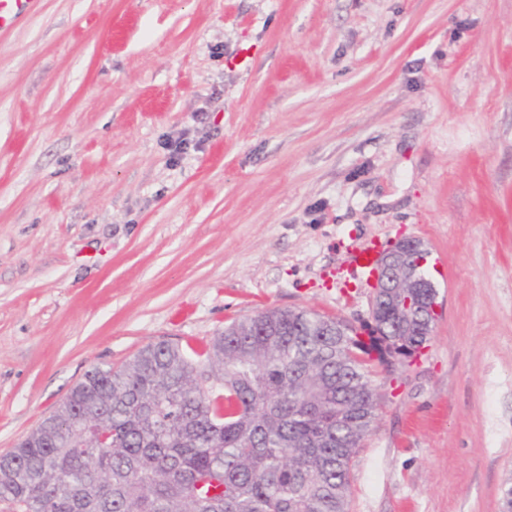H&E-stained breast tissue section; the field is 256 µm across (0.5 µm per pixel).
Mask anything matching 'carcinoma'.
<instances>
[{"label":"carcinoma","mask_w":512,"mask_h":512,"mask_svg":"<svg viewBox=\"0 0 512 512\" xmlns=\"http://www.w3.org/2000/svg\"><path fill=\"white\" fill-rule=\"evenodd\" d=\"M437 289L420 270L407 293ZM377 326L307 310L233 320L93 367L0 454L11 512H347L350 463L378 416L372 353L410 363L432 327L375 300Z\"/></svg>","instance_id":"1"}]
</instances>
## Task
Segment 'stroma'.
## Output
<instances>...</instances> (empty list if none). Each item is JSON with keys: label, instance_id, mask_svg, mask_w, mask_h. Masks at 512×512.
Here are the masks:
<instances>
[{"label": "stroma", "instance_id": "obj_1", "mask_svg": "<svg viewBox=\"0 0 512 512\" xmlns=\"http://www.w3.org/2000/svg\"><path fill=\"white\" fill-rule=\"evenodd\" d=\"M405 237L437 317L372 377L348 512H500L512 0H33L0 28V454L147 344L369 321L349 256Z\"/></svg>", "mask_w": 512, "mask_h": 512}]
</instances>
